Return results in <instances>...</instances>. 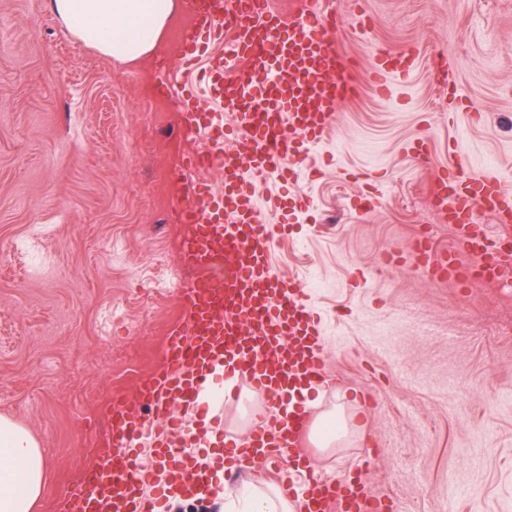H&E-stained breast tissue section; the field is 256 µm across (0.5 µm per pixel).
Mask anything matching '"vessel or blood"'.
I'll return each mask as SVG.
<instances>
[{"label": "vessel or blood", "mask_w": 512, "mask_h": 512, "mask_svg": "<svg viewBox=\"0 0 512 512\" xmlns=\"http://www.w3.org/2000/svg\"><path fill=\"white\" fill-rule=\"evenodd\" d=\"M189 2L194 23L182 39L185 63L199 58L201 40L230 42L228 54L210 57L180 101L184 125L219 145L192 159L191 168L221 171L224 188L187 181L179 218L194 227L186 260L207 265L221 259L228 272L181 289L186 320L170 330L162 365L132 398L106 408L112 445L61 492L60 512H160L177 491L219 493L207 460L193 455L208 432L193 414L203 407L220 417L224 385L217 377L227 369L265 401L264 415L246 437L231 440L238 463L273 457L296 463L307 455L310 412L299 398L322 380L321 331L305 291L274 267L279 227L266 223L255 183L292 173L291 157L328 138L337 104L356 97L359 84L350 57L329 40L343 34V26L313 0H303L292 17L273 14L269 0ZM374 56L371 76L378 87L409 76L403 57L381 48ZM227 112L236 130L229 150L221 146ZM433 194L455 243L440 255L417 245L410 261L433 279L496 284L512 268V249L504 245L512 238V190L460 161L437 176ZM478 209L491 216V225L474 221ZM464 254L474 259L466 268L460 263ZM147 447L160 465L152 485L146 482ZM381 508L356 476L340 484L309 477L302 501L303 512Z\"/></svg>", "instance_id": "obj_1"}]
</instances>
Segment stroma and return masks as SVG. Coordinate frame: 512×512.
<instances>
[{
	"label": "stroma",
	"mask_w": 512,
	"mask_h": 512,
	"mask_svg": "<svg viewBox=\"0 0 512 512\" xmlns=\"http://www.w3.org/2000/svg\"><path fill=\"white\" fill-rule=\"evenodd\" d=\"M341 18L360 94L294 180L256 186L279 271L320 315L326 383L315 413L354 411L358 435L313 469L343 480L365 449L370 492L400 512H512V271L498 286L432 281L391 252L447 251L437 173L465 160L512 190V0H319ZM174 30L122 62L72 37L47 0H0V417L45 457L36 512L90 466L92 417L159 367L186 312L179 96L204 59ZM408 53V83L379 92L373 52ZM428 143L427 164L415 158ZM302 194L310 208L282 213ZM39 264H32L31 255Z\"/></svg>",
	"instance_id": "1"
}]
</instances>
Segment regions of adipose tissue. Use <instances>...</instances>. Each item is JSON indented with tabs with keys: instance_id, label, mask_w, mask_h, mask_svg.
<instances>
[{
	"instance_id": "ef3b65f1",
	"label": "adipose tissue",
	"mask_w": 512,
	"mask_h": 512,
	"mask_svg": "<svg viewBox=\"0 0 512 512\" xmlns=\"http://www.w3.org/2000/svg\"><path fill=\"white\" fill-rule=\"evenodd\" d=\"M63 26L102 54L134 60L152 52L180 8L178 0H50ZM45 462L24 427L0 418V512H31L43 492ZM226 512H295L282 489L224 491Z\"/></svg>"
}]
</instances>
